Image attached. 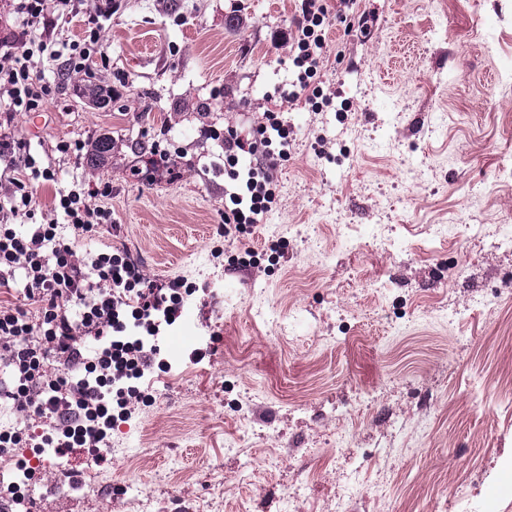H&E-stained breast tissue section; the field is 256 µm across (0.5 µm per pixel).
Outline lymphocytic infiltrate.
<instances>
[{
  "label": "lymphocytic infiltrate",
  "instance_id": "obj_1",
  "mask_svg": "<svg viewBox=\"0 0 512 512\" xmlns=\"http://www.w3.org/2000/svg\"><path fill=\"white\" fill-rule=\"evenodd\" d=\"M112 8V0H102L96 15L86 20L82 38L71 42L58 40L55 28L58 20L72 16L74 0H12L0 25V167L9 175L0 212L31 222L24 231L0 224V288L20 289L23 298L19 305L0 304V399L16 414L38 416L46 425L40 433L26 428L1 431L0 457L18 448H52L61 455L105 442L117 419L131 413L123 381L141 378L153 363L142 342L124 336L123 313L131 312L137 325L150 332L156 315L170 323L179 316L182 280L156 287L118 250L77 258L76 237L112 221L111 210L95 203L111 194L109 183L89 192L76 186L59 190L52 206L62 222L34 223L39 206L35 183L54 181L55 172L37 167L11 122L17 112L45 111L56 92L55 83L39 70V61L59 62L66 74L81 73L96 59L109 65L102 22L111 17ZM327 13L323 0H295L293 22L270 36L275 49H288L298 69L288 100L318 93ZM271 128L284 134L288 123L268 109L251 138H242L233 127L224 133L231 178L239 176L240 154L249 156V203L225 210V223H262L274 201L268 172L278 157L268 148ZM65 227L70 235H62ZM81 332L96 342L86 353L77 345Z\"/></svg>",
  "mask_w": 512,
  "mask_h": 512
}]
</instances>
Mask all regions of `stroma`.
Instances as JSON below:
<instances>
[{"instance_id": "obj_1", "label": "stroma", "mask_w": 512, "mask_h": 512, "mask_svg": "<svg viewBox=\"0 0 512 512\" xmlns=\"http://www.w3.org/2000/svg\"><path fill=\"white\" fill-rule=\"evenodd\" d=\"M326 4L320 94L288 107L275 200L245 231L220 232L236 183L219 134L295 79L270 44L292 0H120L91 70L126 76L121 96L97 104L78 76L40 120L16 113L58 172L43 211L58 186H112L114 226L78 256L123 247L184 280L202 333L177 370L159 337L103 461L67 455L69 481L42 467L32 512H138L131 483L156 512H512V250L493 244L512 225V0ZM157 143L173 159L148 182ZM241 448L274 458L254 482Z\"/></svg>"}]
</instances>
